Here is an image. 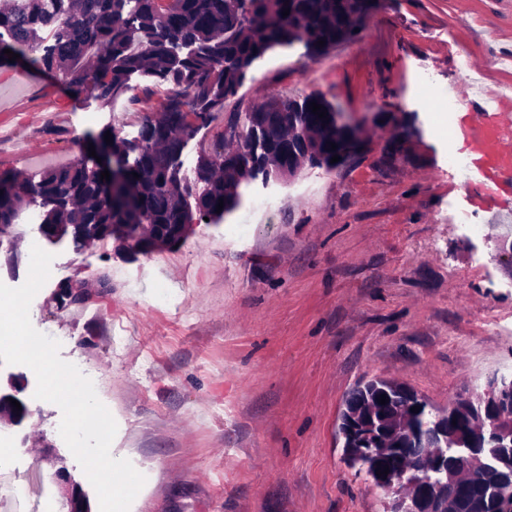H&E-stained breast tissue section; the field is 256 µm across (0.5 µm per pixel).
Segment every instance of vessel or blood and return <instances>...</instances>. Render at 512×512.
<instances>
[{
    "label": "vessel or blood",
    "instance_id": "obj_1",
    "mask_svg": "<svg viewBox=\"0 0 512 512\" xmlns=\"http://www.w3.org/2000/svg\"><path fill=\"white\" fill-rule=\"evenodd\" d=\"M456 124L465 186L475 190L485 214L512 213V202L499 194L501 175L512 172V90L494 92L460 112Z\"/></svg>",
    "mask_w": 512,
    "mask_h": 512
}]
</instances>
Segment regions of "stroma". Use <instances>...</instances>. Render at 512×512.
Here are the masks:
<instances>
[{"label":"stroma","instance_id":"35a3bbf8","mask_svg":"<svg viewBox=\"0 0 512 512\" xmlns=\"http://www.w3.org/2000/svg\"><path fill=\"white\" fill-rule=\"evenodd\" d=\"M512 0H386L355 41L320 58L302 46L255 62L225 112L273 93L323 94L354 117H414L422 143L381 167L375 154L336 171L256 177L239 206L199 224L182 244L134 259L71 238L42 241L51 275L30 305L40 332L100 378L118 430L111 451L142 468L130 512H383L381 493L343 460L338 424L360 383L406 385L446 408L474 377L512 364V275L494 257V227L470 200L432 103L481 100L512 88ZM0 69V170L36 178L69 165L88 135L137 139L166 85L133 77V97L110 106L71 95L55 73ZM281 201L275 216L254 202ZM483 225L481 236L467 227ZM15 266L0 250V282L27 279L37 225L19 220ZM81 280L87 302L58 309L59 283ZM167 301H160V292ZM13 427L16 466L50 476L66 466L96 492L61 438V410L35 399Z\"/></svg>","mask_w":512,"mask_h":512}]
</instances>
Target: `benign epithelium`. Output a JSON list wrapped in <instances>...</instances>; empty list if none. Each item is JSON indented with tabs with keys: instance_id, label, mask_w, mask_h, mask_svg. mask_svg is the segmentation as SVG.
I'll use <instances>...</instances> for the list:
<instances>
[{
	"instance_id": "obj_1",
	"label": "benign epithelium",
	"mask_w": 512,
	"mask_h": 512,
	"mask_svg": "<svg viewBox=\"0 0 512 512\" xmlns=\"http://www.w3.org/2000/svg\"><path fill=\"white\" fill-rule=\"evenodd\" d=\"M495 258L512 268V243L504 237L494 241ZM13 392L0 393V400L13 398L21 410L8 421L16 426L32 418L33 412L20 400L23 387L11 384ZM389 403L386 416L378 419L369 403L347 398L340 415L339 435L354 442L353 458L372 485L392 497L391 512H459L461 477L471 484L500 483L503 512L512 509V372L490 374L480 392L458 397L448 410L431 407L424 399L398 383L383 389ZM418 406L433 413L432 434L415 437L414 413ZM468 408L467 438L448 432V412ZM414 442L413 452L422 455L418 465L389 464L398 439ZM389 467L381 476L376 471ZM62 491V512H91L89 498L71 480L65 467L55 472Z\"/></svg>"
}]
</instances>
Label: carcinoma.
I'll list each match as a JSON object with an SVG mask.
<instances>
[{"label": "carcinoma", "instance_id": "cac0c4a2", "mask_svg": "<svg viewBox=\"0 0 512 512\" xmlns=\"http://www.w3.org/2000/svg\"><path fill=\"white\" fill-rule=\"evenodd\" d=\"M382 0H11L0 8V68L9 67V49L20 62L55 72L75 94L91 88L104 105L134 91L136 74L170 85L157 116L143 123L134 141L111 132L106 148L121 165L117 185L84 162L45 171L39 180H23L0 171V236L15 232L22 208L38 209L40 225L57 239L91 236L118 250L132 241L145 244L164 226L194 220H221L241 200L242 183L294 160L299 167L331 169L336 150L360 158L361 130L337 124L338 110L320 93L298 98L270 96L228 118L233 141L221 151L200 155L194 188L182 185L184 117L211 121L224 102L237 95L253 63L277 47L301 44L312 59L355 39ZM288 16H282L285 9ZM324 41L319 46L318 41ZM316 102L328 116L309 109ZM395 128L378 163L405 156L417 134L411 124L378 113ZM139 178H134L133 174ZM221 212H216L219 202ZM462 512H493L498 487L473 485L464 494Z\"/></svg>", "mask_w": 512, "mask_h": 512}]
</instances>
